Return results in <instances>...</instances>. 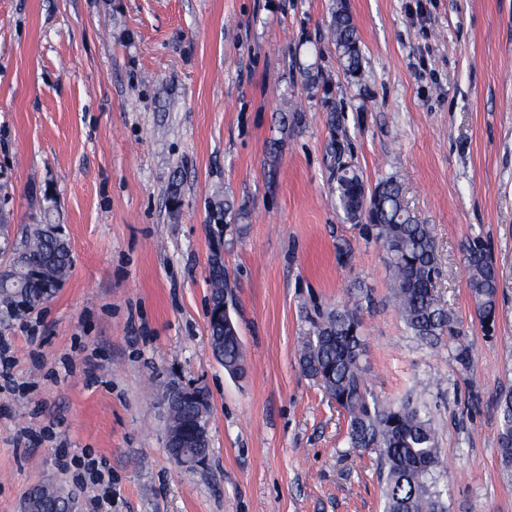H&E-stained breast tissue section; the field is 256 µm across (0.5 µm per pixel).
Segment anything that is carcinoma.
Here are the masks:
<instances>
[{
    "instance_id": "obj_1",
    "label": "carcinoma",
    "mask_w": 512,
    "mask_h": 512,
    "mask_svg": "<svg viewBox=\"0 0 512 512\" xmlns=\"http://www.w3.org/2000/svg\"><path fill=\"white\" fill-rule=\"evenodd\" d=\"M328 30L343 71L356 75L362 63L360 40L351 15L340 2L331 13ZM326 156L329 182L344 219L369 226L386 251L395 302L406 327L430 344L449 335L455 342L456 358L466 362L470 346L456 336L453 316L435 295L439 267L431 227L418 223L411 214L402 185L393 176L379 181L373 199L366 200L363 176L347 162L343 141L335 135L326 144ZM43 230L39 224L34 226L27 230L21 246L11 248L7 225L0 224L4 247L20 258L10 292L0 295L9 306L37 309L63 285L72 268L65 238ZM464 252L476 311L482 321L490 322L496 314L499 272L481 238L468 239ZM209 283L210 305L215 306L224 301L227 289L219 252L210 259ZM357 311L356 303L344 305L312 320L302 339L299 365L345 412L351 445L376 453L384 512H448L436 476L441 455L436 428L423 407L411 400L383 404L368 392ZM224 360L230 365L244 362L241 339L228 324L224 326ZM498 406V451L503 468L512 475V389L501 394Z\"/></svg>"
}]
</instances>
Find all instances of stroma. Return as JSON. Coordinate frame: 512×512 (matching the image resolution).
<instances>
[{
  "label": "stroma",
  "mask_w": 512,
  "mask_h": 512,
  "mask_svg": "<svg viewBox=\"0 0 512 512\" xmlns=\"http://www.w3.org/2000/svg\"><path fill=\"white\" fill-rule=\"evenodd\" d=\"M332 4L0 0V213L15 243L27 225H59L74 257L42 308L0 309L15 363L0 392V512L46 481L89 512L57 467L63 444L106 460L112 512H383L375 454L351 446L298 362L310 317L353 296L369 391L430 408L449 512H512L497 450L512 388V0H347L355 76L327 35ZM333 133L368 186L396 177L431 226L436 293L468 364L394 308L385 251L330 190ZM218 192L238 214L226 226ZM476 236L499 270L491 328L467 285ZM216 249L239 377L208 342ZM172 380L210 398L198 469L165 448Z\"/></svg>",
  "instance_id": "obj_1"
}]
</instances>
